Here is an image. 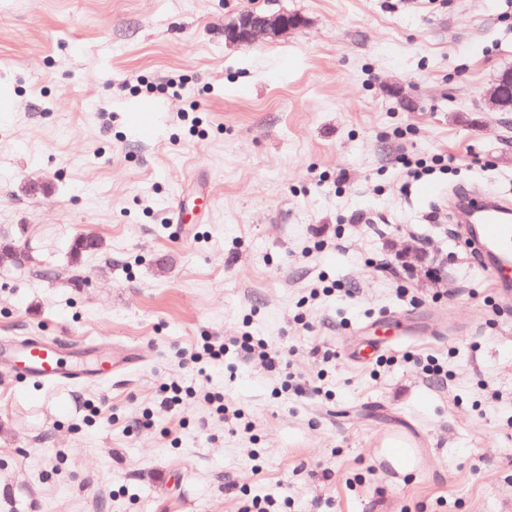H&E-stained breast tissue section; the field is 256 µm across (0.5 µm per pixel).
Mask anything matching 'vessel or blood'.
<instances>
[{
  "instance_id": "1",
  "label": "vessel or blood",
  "mask_w": 512,
  "mask_h": 512,
  "mask_svg": "<svg viewBox=\"0 0 512 512\" xmlns=\"http://www.w3.org/2000/svg\"><path fill=\"white\" fill-rule=\"evenodd\" d=\"M462 201L477 213V221L462 230L489 275L497 297H512V202L487 204L465 192ZM0 373L19 381L49 385L74 384L101 379L99 369L74 365L61 340L53 336H27L0 344Z\"/></svg>"
}]
</instances>
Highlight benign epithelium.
<instances>
[{"mask_svg": "<svg viewBox=\"0 0 512 512\" xmlns=\"http://www.w3.org/2000/svg\"><path fill=\"white\" fill-rule=\"evenodd\" d=\"M307 24L308 19L299 14L240 10L224 18V40L240 47H250L259 38L274 41ZM487 102L495 112L512 109V69L500 71L488 93Z\"/></svg>", "mask_w": 512, "mask_h": 512, "instance_id": "obj_1", "label": "benign epithelium"}]
</instances>
